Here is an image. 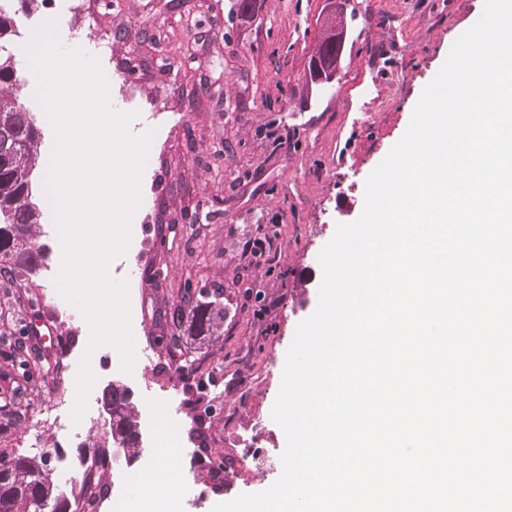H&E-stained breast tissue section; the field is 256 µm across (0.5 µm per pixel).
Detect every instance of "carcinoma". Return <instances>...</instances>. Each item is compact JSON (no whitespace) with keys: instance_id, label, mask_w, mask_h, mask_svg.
Listing matches in <instances>:
<instances>
[{"instance_id":"carcinoma-1","label":"carcinoma","mask_w":512,"mask_h":512,"mask_svg":"<svg viewBox=\"0 0 512 512\" xmlns=\"http://www.w3.org/2000/svg\"><path fill=\"white\" fill-rule=\"evenodd\" d=\"M13 19L0 14V265H8L22 276L43 266L46 254L35 247L32 237L39 224V210L31 200L32 176L38 164L40 129L30 113L12 96L5 84H14L15 70L8 52ZM336 30L323 28L321 41L311 61L324 69L336 67ZM194 336L204 341L224 321V289L214 288L190 305ZM102 403L109 415V440L124 452L126 464L140 453V430L133 413L131 392L114 382L104 388ZM48 453L40 459L14 450H0V512H69L71 497L51 480L47 470ZM99 470L84 471L80 495L82 512H97L102 486Z\"/></svg>"}]
</instances>
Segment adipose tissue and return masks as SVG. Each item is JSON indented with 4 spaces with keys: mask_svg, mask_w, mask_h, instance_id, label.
Instances as JSON below:
<instances>
[{
    "mask_svg": "<svg viewBox=\"0 0 512 512\" xmlns=\"http://www.w3.org/2000/svg\"><path fill=\"white\" fill-rule=\"evenodd\" d=\"M162 446L153 455L148 470L133 478L128 495V512H179V502L168 489L178 472L180 450L177 430L161 424Z\"/></svg>",
    "mask_w": 512,
    "mask_h": 512,
    "instance_id": "1",
    "label": "adipose tissue"
}]
</instances>
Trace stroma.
Masks as SVG:
<instances>
[{
    "label": "stroma",
    "instance_id": "obj_1",
    "mask_svg": "<svg viewBox=\"0 0 512 512\" xmlns=\"http://www.w3.org/2000/svg\"><path fill=\"white\" fill-rule=\"evenodd\" d=\"M90 2L93 22L85 26L41 0H12L17 97L41 116L24 42L47 21L64 35L80 33L85 54L113 81L137 86L135 97L116 93L112 102L133 114V135H153L134 215L149 251L108 272L129 284L135 348L164 358L179 392L156 388L144 360L126 373L117 350L100 347L87 411L58 433L43 421L56 365L82 360L86 324L44 274L14 276L0 287V331L37 327L31 343L39 356L25 394L0 411V448L51 449L52 478L68 485L107 435L101 395L119 381L133 392L140 429L160 415L183 428L176 403L194 408L197 437L223 455L233 495L261 492L282 471L286 439L271 410L296 327L318 304V256L337 224L360 217L368 176L406 132L424 87L481 17L484 0H350L351 42L324 93L309 85L308 65L329 0H258L254 17L234 21L230 0H120L117 9ZM261 225L275 242L272 264L257 268L246 250ZM209 288L224 291V324L201 342L190 333L188 297ZM171 336L194 358L192 379L166 349ZM201 376L219 383L212 404L201 401ZM210 477L207 463L183 460L181 512H212L224 501L223 489H207Z\"/></svg>",
    "mask_w": 512,
    "mask_h": 512
}]
</instances>
